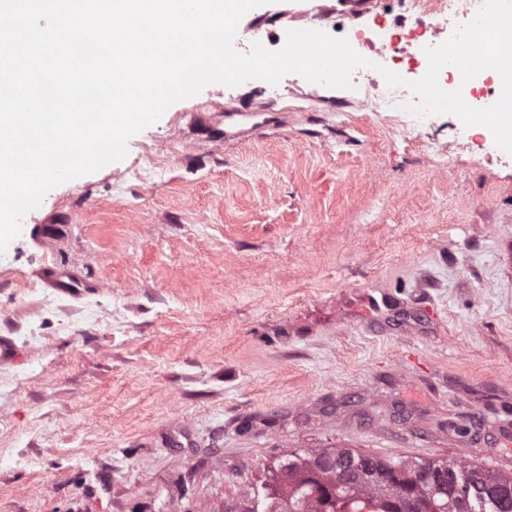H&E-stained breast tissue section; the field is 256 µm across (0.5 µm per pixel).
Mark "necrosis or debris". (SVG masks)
I'll list each match as a JSON object with an SVG mask.
<instances>
[{
	"label": "necrosis or debris",
	"instance_id": "1",
	"mask_svg": "<svg viewBox=\"0 0 512 512\" xmlns=\"http://www.w3.org/2000/svg\"><path fill=\"white\" fill-rule=\"evenodd\" d=\"M482 2L378 0V21L372 26L350 24L342 14L330 20L327 33L346 38L352 49L370 62L351 78L352 101L358 110L388 120L409 134L426 126L428 117L409 109L416 96L407 88L389 87L379 69L387 67L408 81L420 79L428 69L426 47L450 39L455 26L471 21ZM438 81L444 90H461L465 101L475 108L490 107L502 92V80L492 70L466 82L456 67L448 65L440 71Z\"/></svg>",
	"mask_w": 512,
	"mask_h": 512
}]
</instances>
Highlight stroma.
<instances>
[{"instance_id":"stroma-1","label":"stroma","mask_w":512,"mask_h":512,"mask_svg":"<svg viewBox=\"0 0 512 512\" xmlns=\"http://www.w3.org/2000/svg\"><path fill=\"white\" fill-rule=\"evenodd\" d=\"M286 21L249 11L236 50ZM266 87L171 105L0 253V512H224L295 448L512 473V153ZM244 102L268 125L206 134ZM53 262L104 286L49 288Z\"/></svg>"}]
</instances>
